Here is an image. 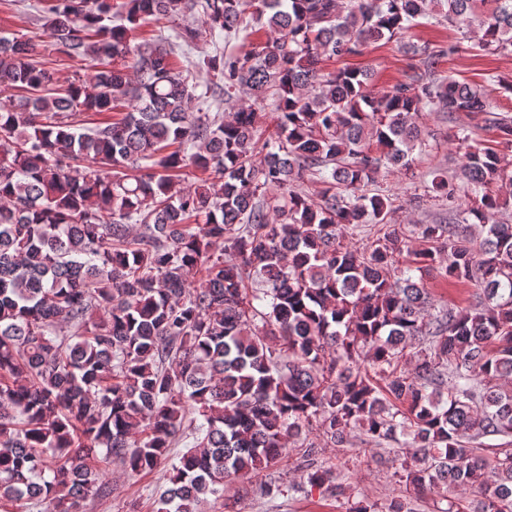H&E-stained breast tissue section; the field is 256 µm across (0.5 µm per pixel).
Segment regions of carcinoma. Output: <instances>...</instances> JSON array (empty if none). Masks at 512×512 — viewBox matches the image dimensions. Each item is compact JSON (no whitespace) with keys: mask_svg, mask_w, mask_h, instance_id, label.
I'll use <instances>...</instances> for the list:
<instances>
[{"mask_svg":"<svg viewBox=\"0 0 512 512\" xmlns=\"http://www.w3.org/2000/svg\"><path fill=\"white\" fill-rule=\"evenodd\" d=\"M43 2L58 52L94 70L59 88L30 40L0 36L17 92L0 105V509L84 512L113 461L150 472L181 442L156 512H206L297 441L307 485L342 493L316 448L356 430L405 447V495L349 512H414L408 494L444 487L460 490L444 512H512V448L472 446L512 436V224L497 220L512 163L453 133L461 183L436 169L427 192L454 221L415 225L423 248L367 192L381 168L412 169L422 112L473 115L507 149L512 116L434 77L456 44L408 45L414 76L385 91L367 69L321 68L424 22L511 55L512 0ZM163 19L171 34L134 42ZM198 20L240 51L188 57ZM194 69L213 73L197 96ZM238 91L250 104L210 112ZM190 167L206 177L174 189ZM307 176L317 201L297 190ZM360 224L382 232L367 250L345 243ZM413 271L470 283L474 301L431 313Z\"/></svg>","mask_w":512,"mask_h":512,"instance_id":"cac0c4a2","label":"carcinoma"}]
</instances>
